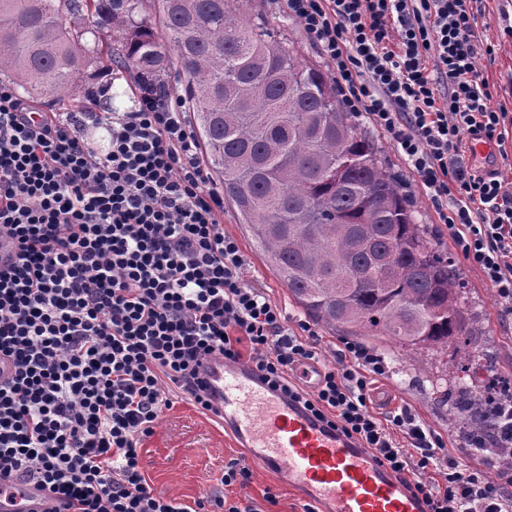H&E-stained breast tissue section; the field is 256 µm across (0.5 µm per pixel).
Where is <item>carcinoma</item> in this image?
<instances>
[{"label":"carcinoma","instance_id":"obj_1","mask_svg":"<svg viewBox=\"0 0 512 512\" xmlns=\"http://www.w3.org/2000/svg\"><path fill=\"white\" fill-rule=\"evenodd\" d=\"M143 5L0 0V75L67 108L83 105L74 93L91 62L138 91L166 86L176 68L225 200L310 317L417 353L475 335L459 270L317 65L299 61L250 0H157L154 24ZM446 381L434 379L436 401L462 432L492 442L488 396Z\"/></svg>","mask_w":512,"mask_h":512}]
</instances>
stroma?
<instances>
[{
    "mask_svg": "<svg viewBox=\"0 0 512 512\" xmlns=\"http://www.w3.org/2000/svg\"><path fill=\"white\" fill-rule=\"evenodd\" d=\"M268 17L271 28L283 33L295 56L303 62L316 64L322 70L330 65L319 48L310 41L300 24L282 12L277 0H256ZM476 33L486 51L478 66L492 94L490 105L512 113V0H478ZM80 85L86 89L102 90L110 97L112 109L124 112L131 108L133 94L124 77L108 75L90 66L80 76ZM361 127L375 141L388 168L395 173L417 211L419 223L430 225L441 249L449 257L459 260L461 253L456 242L441 224L434 202L415 187L387 136L373 128L369 122ZM224 231L236 238L246 263L243 279L247 285L261 289L282 311L288 327L307 320V313L289 295L287 288L267 268L257 254L244 225L238 223L232 210L224 212ZM459 271L463 287L458 294L462 307L478 317V344L494 357L493 365L466 363L464 353L468 339H460L443 351L421 354L395 352L387 343L374 344L375 352L382 354L389 366L387 378L377 382V389L389 392L388 401H372L370 409L385 416L400 408H408L421 422L446 443H453L458 432L448 419V410L437 404L433 393L434 376L445 370H463L468 385L487 387L490 379L512 376V323L502 320L493 288L482 273L461 264ZM144 473L154 492L175 496L190 504L201 493L211 491L231 500L262 502L264 495H273L267 512H302L299 497L274 477L253 470L246 484L224 486L220 476L229 460L244 458L243 449L237 448L225 433L219 420L202 414L191 404L182 402L165 412L150 437L141 444Z\"/></svg>",
    "mask_w": 512,
    "mask_h": 512,
    "instance_id": "35a3bbf8",
    "label": "stroma"
}]
</instances>
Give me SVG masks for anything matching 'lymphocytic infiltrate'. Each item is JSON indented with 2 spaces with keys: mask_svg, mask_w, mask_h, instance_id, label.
<instances>
[{
  "mask_svg": "<svg viewBox=\"0 0 512 512\" xmlns=\"http://www.w3.org/2000/svg\"><path fill=\"white\" fill-rule=\"evenodd\" d=\"M331 66L350 112L389 138L430 196L467 266L512 320V179L461 157L464 139L503 142L479 68L475 0H281ZM0 85V485L32 481L48 512H261L151 489L140 444L180 401L209 412L198 379L213 353L248 359L269 387L358 440L401 475L428 512H512V471L499 481L450 455L408 409L370 407L384 357L357 342L313 390L292 380L317 360L309 325L287 332L224 231V197L197 160L183 104L138 95L95 123V150L77 113L41 122ZM446 474L444 483L428 470Z\"/></svg>",
  "mask_w": 512,
  "mask_h": 512,
  "instance_id": "f902f5d3",
  "label": "lymphocytic infiltrate"
}]
</instances>
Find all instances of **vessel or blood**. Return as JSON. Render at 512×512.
<instances>
[{
    "label": "vessel or blood",
    "instance_id": "obj_1",
    "mask_svg": "<svg viewBox=\"0 0 512 512\" xmlns=\"http://www.w3.org/2000/svg\"><path fill=\"white\" fill-rule=\"evenodd\" d=\"M202 377L224 430L258 468L286 483L315 512H426L391 470L343 432L271 391L254 365L208 358ZM44 490L10 484L0 512H44Z\"/></svg>",
    "mask_w": 512,
    "mask_h": 512
}]
</instances>
